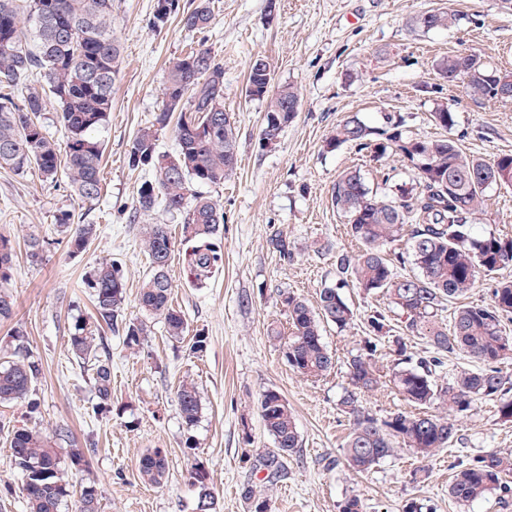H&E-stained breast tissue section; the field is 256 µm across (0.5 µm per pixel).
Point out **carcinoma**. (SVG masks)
<instances>
[{
  "label": "carcinoma",
  "mask_w": 512,
  "mask_h": 512,
  "mask_svg": "<svg viewBox=\"0 0 512 512\" xmlns=\"http://www.w3.org/2000/svg\"><path fill=\"white\" fill-rule=\"evenodd\" d=\"M176 0H156L153 24L163 27L176 12ZM452 11H427L414 17L424 32L459 26ZM212 22L208 0H199L182 13L180 23L188 31H203ZM120 44L112 36V0H0V85L26 87L15 102L0 96V168L16 174L37 171L47 180L64 174L75 196L84 203L100 198L104 144L98 132L112 111V87L118 73ZM257 59L250 60L245 96L264 103L260 134L270 122L286 129L296 113L284 111L285 103L301 104L297 87L270 84L263 93L251 87L264 84L255 77ZM438 74L450 85H462L475 99L512 102V72L490 66L472 52L449 54L436 61ZM165 90L172 101L164 104L149 126L138 130L128 145L127 165L136 171L155 170V180L137 188L135 211L147 213L160 203L182 216V243L186 245V273L190 283L202 286L224 266L221 242L224 211L208 192L221 188L238 163L235 121L224 120V68L211 49L201 45L169 62ZM58 105L57 123L65 141L49 136L38 121L46 98ZM178 114L175 125L177 149L157 148L158 131ZM434 122L454 125V112L446 102L434 107ZM386 128L376 133L353 113L336 126L328 145L334 149L350 144L369 153L370 161L395 158L412 170L411 182L393 185L391 194L380 196L370 188L359 168L342 171L331 187V203L347 224L348 235L358 243L356 253L337 257L340 284L319 292V313L290 292L280 294L288 313L287 326H275L270 335L279 343L282 356L293 371L320 380L335 369L336 360L322 340L321 323L345 329L354 312L340 293L351 281L367 292H379L398 311L406 331L427 339L430 355L412 366L384 364L383 330L386 316L375 311L367 323L371 336L347 360L349 388L339 400L349 423L343 448L353 470L367 472L410 448L423 460L446 448L456 435L457 417L480 400L499 399L498 413L512 420V400L501 398L506 378L498 364L512 358V336L502 325L512 316V277H504L492 289L487 306H458L450 323L438 318L444 302L456 300L477 287L481 278L501 270L512 272V238L472 236V226L489 207V191L512 186V154L492 160L468 156L453 138H428L406 129L405 120L385 115ZM380 138H374V135ZM73 215L62 211L57 224L68 235L75 252L86 248L96 235L94 224H74ZM405 244V251L387 256V250ZM144 248L150 272L142 281L138 304L148 316H158L167 334L183 338L185 314L171 300L167 276L175 242L165 224L144 228ZM272 250L283 259L293 258L288 236L278 232L270 238ZM14 254L10 240L0 235V280L7 279ZM411 260L416 272L404 276L398 266ZM95 308L98 326L116 329L126 300V283L118 265L95 267L84 280ZM123 342L137 350L146 334L143 321L133 319L121 326ZM72 354L91 367L95 403L93 411L112 409V365L87 325L79 321L69 336ZM461 354L474 362L471 368L444 371L447 358ZM12 360L0 364V403H25L41 374L40 363L31 355L21 336L11 352ZM389 387L411 410L398 409L383 419L360 404L363 393ZM177 403L187 428L196 425L201 398L196 382L182 381ZM259 414L278 452L289 454L300 447L294 416L286 399L276 390L264 391ZM14 470L21 476L29 512H60L70 496V484L50 437L35 426H14L7 434ZM140 478L150 485L162 484L168 474L166 453L154 448L138 459ZM512 473V453H490L473 458L454 470L448 495L467 503L499 491L507 496L512 485L503 476ZM190 477L201 489L198 509L210 512L213 497L207 492L205 468L196 466ZM77 512H99L95 482L83 486Z\"/></svg>",
  "instance_id": "1"
}]
</instances>
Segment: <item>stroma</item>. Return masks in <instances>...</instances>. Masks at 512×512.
<instances>
[{"instance_id":"stroma-1","label":"stroma","mask_w":512,"mask_h":512,"mask_svg":"<svg viewBox=\"0 0 512 512\" xmlns=\"http://www.w3.org/2000/svg\"><path fill=\"white\" fill-rule=\"evenodd\" d=\"M156 0H113L112 32L121 46L112 88V112L100 137L105 144L103 191L82 203L62 181L42 180L34 171L18 176L0 168V234L8 236L15 261L5 287L16 302L13 320L0 322V364L8 361L11 336L23 331L26 345L42 365L32 396L39 408L0 405V512H28L21 478L15 472L5 429L28 424L47 435L67 427L70 440L58 441L65 476L75 493L87 482L100 491V512H196L198 489L189 480L195 465L208 473L214 512H250L247 491L262 492L271 512H339L346 498L358 497L362 512H405L409 503L429 512H512V496L493 492L460 504L449 498L454 466L491 452L512 451V421L493 400L478 402L460 416L458 432L420 473L421 461L401 448L373 470L352 471L342 448L348 421L338 401L348 386L346 360L369 334L367 318L384 311L390 335L404 325L383 294L347 286L342 294L355 314L352 327H323V342L336 367L319 381L290 369L268 334L285 324L280 292L316 304L321 288L338 279L336 255L355 252L345 220L333 208L330 189L348 167L365 171L371 187L387 193L389 184L409 178L397 166L382 178L365 153L345 144L327 149L336 125L356 113L371 127L385 114L402 116L408 128L428 137L457 139L471 154L493 159L512 154V103L474 100L463 87L449 86L434 69L440 57L457 51L481 54L492 65L512 71V5L504 0H211L213 21L204 32L183 30L178 17L161 29L152 24ZM451 8L461 21L452 30L423 32L411 25L428 10ZM205 45L224 67V108L237 130L238 167L213 195L224 210V267L206 285L190 284L184 247L169 261L172 299L188 321L190 335L203 333L206 349L190 352L188 338L170 339L158 317H146L147 332L138 353H130L118 331L104 334L112 361V410L92 411V374L68 350L77 320L94 310L83 278L100 263L115 261L127 282L125 315L141 316L138 288L150 271L142 229L167 225L180 234V216L156 207L135 215L134 200L150 170L133 171L126 151L137 131L162 106L169 61ZM265 56L279 84L301 89L303 100L279 141L262 145V102L246 98L252 57ZM451 106V130L431 116L435 103ZM492 204L475 236L512 237V187L492 189ZM69 211L78 224H94L96 237L79 253L70 252L55 217ZM287 233L293 260L273 253L269 239ZM42 244L32 257L30 238ZM322 251H315V244ZM196 381L202 410L186 428L176 398L184 378ZM279 391L294 415L301 446L278 455L277 470L266 468L277 455L258 410L261 393ZM194 449H187L186 438ZM87 450L82 465L68 461L71 444ZM165 449L169 473L163 486L144 484L138 457Z\"/></svg>"}]
</instances>
